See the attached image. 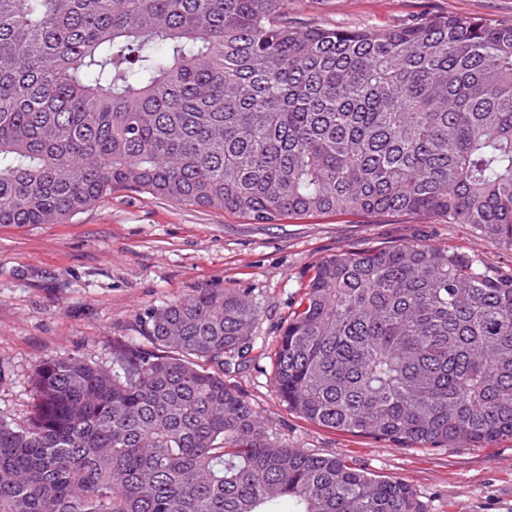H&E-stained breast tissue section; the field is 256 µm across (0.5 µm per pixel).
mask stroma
I'll return each instance as SVG.
<instances>
[{
    "instance_id": "obj_1",
    "label": "stroma",
    "mask_w": 512,
    "mask_h": 512,
    "mask_svg": "<svg viewBox=\"0 0 512 512\" xmlns=\"http://www.w3.org/2000/svg\"><path fill=\"white\" fill-rule=\"evenodd\" d=\"M429 14L512 23V0H292L299 27L392 28ZM409 241L453 246L506 270L512 247L432 217L316 215L252 224L217 210L116 190L65 224L0 226V419L20 423L29 378L50 357L108 366L145 345L140 317L200 288L251 291L262 346L226 371L261 421L291 448L346 456L409 483L424 512H512V439L473 447L399 449L323 428L291 411L272 381L278 330L316 265L345 249Z\"/></svg>"
}]
</instances>
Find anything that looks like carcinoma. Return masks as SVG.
Wrapping results in <instances>:
<instances>
[{"mask_svg":"<svg viewBox=\"0 0 512 512\" xmlns=\"http://www.w3.org/2000/svg\"><path fill=\"white\" fill-rule=\"evenodd\" d=\"M290 0H0V225L116 189L253 224L432 216L512 246V23L301 28ZM262 307L201 288L140 320L120 370L69 354L0 419V512H423L413 488L279 443L224 368ZM274 385L397 448L512 439V271L406 243L324 258Z\"/></svg>","mask_w":512,"mask_h":512,"instance_id":"obj_1","label":"carcinoma"}]
</instances>
